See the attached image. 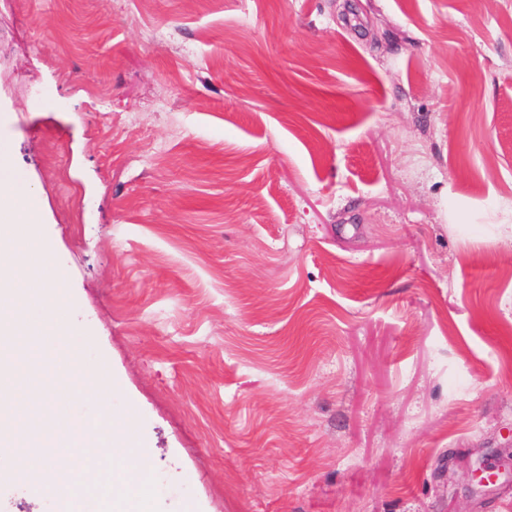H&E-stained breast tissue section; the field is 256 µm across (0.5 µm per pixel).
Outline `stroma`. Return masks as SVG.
Returning <instances> with one entry per match:
<instances>
[{"mask_svg":"<svg viewBox=\"0 0 512 512\" xmlns=\"http://www.w3.org/2000/svg\"><path fill=\"white\" fill-rule=\"evenodd\" d=\"M0 146L158 512H512V0H0Z\"/></svg>","mask_w":512,"mask_h":512,"instance_id":"stroma-1","label":"stroma"}]
</instances>
